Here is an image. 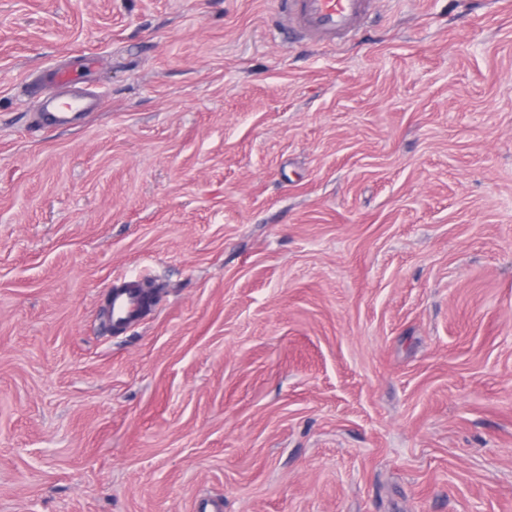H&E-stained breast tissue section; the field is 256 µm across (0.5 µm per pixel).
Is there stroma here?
<instances>
[{"mask_svg":"<svg viewBox=\"0 0 512 512\" xmlns=\"http://www.w3.org/2000/svg\"><path fill=\"white\" fill-rule=\"evenodd\" d=\"M207 500L512 512V0H0V512ZM372 6L373 0H276L294 34L322 46L354 38L370 18ZM88 109L89 104L84 99H73L64 103L47 101L43 104L41 125L54 128L73 126ZM136 281H121L114 283L109 294V314L112 329L120 335L134 327L141 320L142 300ZM127 285L126 287H122ZM118 331V332H117Z\"/></svg>","mask_w":512,"mask_h":512,"instance_id":"obj_1","label":"stroma"}]
</instances>
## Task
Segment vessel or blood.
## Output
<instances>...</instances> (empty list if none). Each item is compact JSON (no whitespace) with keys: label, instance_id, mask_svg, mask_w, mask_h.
<instances>
[{"label":"vessel or blood","instance_id":"b4317fda","mask_svg":"<svg viewBox=\"0 0 512 512\" xmlns=\"http://www.w3.org/2000/svg\"><path fill=\"white\" fill-rule=\"evenodd\" d=\"M373 0H276V7L298 37L317 45L332 46L354 38L372 12ZM89 108L82 99L45 102L41 123L46 127L75 125ZM142 300L134 285L114 283L109 294L112 328L125 332L141 319Z\"/></svg>","mask_w":512,"mask_h":512}]
</instances>
